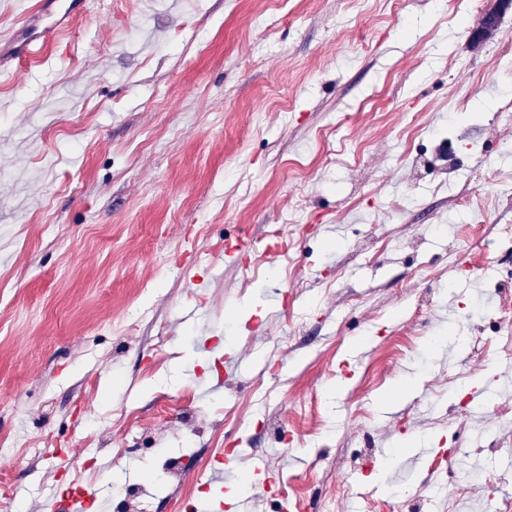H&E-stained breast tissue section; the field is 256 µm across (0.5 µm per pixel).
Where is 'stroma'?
I'll return each mask as SVG.
<instances>
[{
    "label": "stroma",
    "mask_w": 512,
    "mask_h": 512,
    "mask_svg": "<svg viewBox=\"0 0 512 512\" xmlns=\"http://www.w3.org/2000/svg\"><path fill=\"white\" fill-rule=\"evenodd\" d=\"M497 8L89 0L0 70V512L70 480L104 512L144 488L146 512H264L259 464L297 512L512 500V323H484L512 299V10L469 41ZM444 134L469 156L450 184L413 167ZM207 337L238 373L201 403Z\"/></svg>",
    "instance_id": "obj_1"
}]
</instances>
